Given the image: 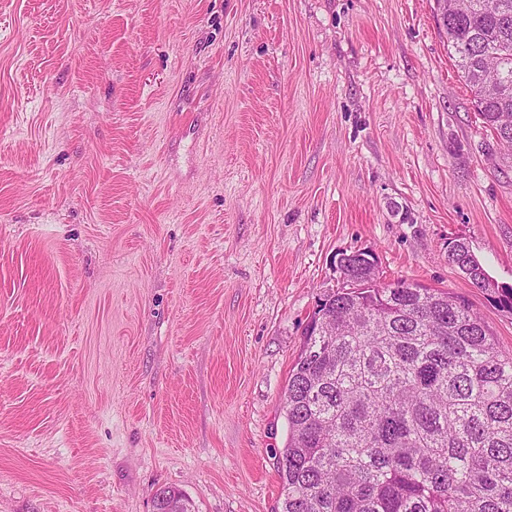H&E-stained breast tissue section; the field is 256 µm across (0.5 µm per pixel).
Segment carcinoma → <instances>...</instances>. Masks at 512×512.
<instances>
[{
	"label": "carcinoma",
	"mask_w": 512,
	"mask_h": 512,
	"mask_svg": "<svg viewBox=\"0 0 512 512\" xmlns=\"http://www.w3.org/2000/svg\"><path fill=\"white\" fill-rule=\"evenodd\" d=\"M454 5L438 29L512 149V0ZM493 76L510 93L490 94ZM347 268L289 371L280 512H512V351L464 300Z\"/></svg>",
	"instance_id": "1"
}]
</instances>
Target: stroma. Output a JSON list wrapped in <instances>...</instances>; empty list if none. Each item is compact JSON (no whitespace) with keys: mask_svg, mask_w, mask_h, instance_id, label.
<instances>
[{"mask_svg":"<svg viewBox=\"0 0 512 512\" xmlns=\"http://www.w3.org/2000/svg\"><path fill=\"white\" fill-rule=\"evenodd\" d=\"M433 0H0V512H279L338 254L512 351V153Z\"/></svg>","mask_w":512,"mask_h":512,"instance_id":"1","label":"stroma"}]
</instances>
